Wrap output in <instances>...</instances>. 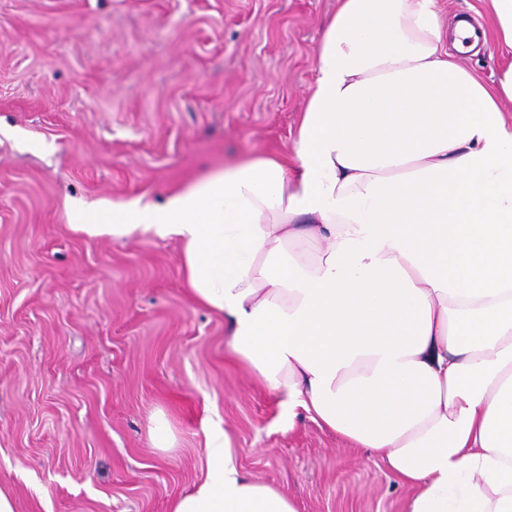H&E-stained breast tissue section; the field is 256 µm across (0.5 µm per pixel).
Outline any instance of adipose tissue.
Here are the masks:
<instances>
[{
	"mask_svg": "<svg viewBox=\"0 0 512 512\" xmlns=\"http://www.w3.org/2000/svg\"><path fill=\"white\" fill-rule=\"evenodd\" d=\"M504 59L463 68L439 0H336L292 152L161 204L74 211L90 236L177 240L192 299L289 411L382 459L403 512H512V0ZM206 474L169 512H298L207 424Z\"/></svg>",
	"mask_w": 512,
	"mask_h": 512,
	"instance_id": "adipose-tissue-1",
	"label": "adipose tissue"
}]
</instances>
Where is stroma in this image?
I'll list each match as a JSON object with an SVG mask.
<instances>
[{
	"label": "stroma",
	"instance_id": "35a3bbf8",
	"mask_svg": "<svg viewBox=\"0 0 512 512\" xmlns=\"http://www.w3.org/2000/svg\"><path fill=\"white\" fill-rule=\"evenodd\" d=\"M336 0H0V487L16 512H168L204 421L298 512H403L365 449L288 416L187 295L180 245L88 237L74 206L155 203L290 154ZM172 446L148 439L156 413Z\"/></svg>",
	"mask_w": 512,
	"mask_h": 512
}]
</instances>
